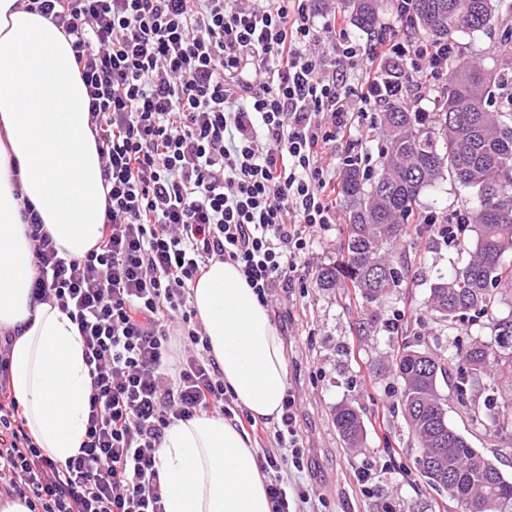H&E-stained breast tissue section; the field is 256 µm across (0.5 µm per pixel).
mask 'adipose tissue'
<instances>
[{"mask_svg":"<svg viewBox=\"0 0 512 512\" xmlns=\"http://www.w3.org/2000/svg\"><path fill=\"white\" fill-rule=\"evenodd\" d=\"M88 103L70 40L21 0H0V332L23 329L10 353L11 383L39 448L61 462L85 438L90 379L69 316L30 303L36 270L21 206L34 205L70 256L100 241L107 189ZM192 304L236 404L255 419L279 420L284 344L240 269L212 263ZM156 456L165 512H271L249 435L222 416L175 422Z\"/></svg>","mask_w":512,"mask_h":512,"instance_id":"adipose-tissue-1","label":"adipose tissue"}]
</instances>
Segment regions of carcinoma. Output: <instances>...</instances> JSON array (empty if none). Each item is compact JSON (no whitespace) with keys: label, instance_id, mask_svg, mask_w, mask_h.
Returning a JSON list of instances; mask_svg holds the SVG:
<instances>
[{"label":"carcinoma","instance_id":"carcinoma-1","mask_svg":"<svg viewBox=\"0 0 512 512\" xmlns=\"http://www.w3.org/2000/svg\"><path fill=\"white\" fill-rule=\"evenodd\" d=\"M352 23L364 32L381 24L392 0H346ZM502 0H412L410 28L431 41H447L458 32L491 28ZM512 75L482 68L464 57L448 60V82L435 112H417L392 101L378 115L382 147L380 172L371 176L358 166L345 168L339 194L347 235L339 258L320 268L316 286L342 284L358 290L371 310L359 323L362 333L386 322L376 311L407 276L405 261L392 259L391 249L403 239L430 234L419 212V198L444 178L475 191L477 205L467 211L469 223L453 225L457 239L475 234L462 248L448 274L429 285L425 302L437 323L451 331L469 317L492 320L494 342L476 340L457 350L461 365L453 386L458 401L470 404L468 392L495 362L512 377V319L492 314L496 291L512 281V109L488 110L489 99ZM400 379L401 413L408 433L439 459L415 461L432 487L448 491L460 506L471 502L480 512H512V481L448 425L440 380L448 378L445 359L431 358L403 343L393 358ZM336 432L351 448L366 440L364 421L349 404L332 409Z\"/></svg>","mask_w":512,"mask_h":512}]
</instances>
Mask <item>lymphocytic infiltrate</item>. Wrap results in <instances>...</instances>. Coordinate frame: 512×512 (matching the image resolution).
Segmentation results:
<instances>
[{
	"instance_id": "1",
	"label": "lymphocytic infiltrate",
	"mask_w": 512,
	"mask_h": 512,
	"mask_svg": "<svg viewBox=\"0 0 512 512\" xmlns=\"http://www.w3.org/2000/svg\"><path fill=\"white\" fill-rule=\"evenodd\" d=\"M71 37L109 188L104 229L85 256L60 253L32 204L33 303L76 324L89 368L85 439L60 462L25 427L10 381L14 332L0 336V496L30 512H164L156 451L174 422L251 423L210 357L191 289L215 261L237 265L261 304L303 280L318 230L336 223V158L355 113L435 98L457 43L396 30L361 45L314 0H23ZM409 79L389 89L385 63ZM184 351L170 359L172 337ZM296 396L262 426L258 456L272 512L303 488Z\"/></svg>"
}]
</instances>
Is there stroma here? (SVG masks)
Returning a JSON list of instances; mask_svg holds the SVG:
<instances>
[{
	"mask_svg": "<svg viewBox=\"0 0 512 512\" xmlns=\"http://www.w3.org/2000/svg\"><path fill=\"white\" fill-rule=\"evenodd\" d=\"M512 27V9L501 7L492 28L462 34L456 42L464 57L487 68L500 69L495 47ZM424 211L454 217L472 206L474 198L450 181L423 193ZM457 245L422 239L408 250L409 271L401 288L384 302V318H398L395 329L375 334L355 332L367 311L353 289L325 291L314 277L274 291L268 306L283 339L288 362V387L297 397V421L305 446V469L283 470L289 484L307 489L301 512H461L447 492L431 488L416 469L420 450L400 414L401 385L392 371L393 348L409 342L413 348L455 357L456 349L476 339L493 340L487 319L458 322L447 332L424 308L429 285L447 271ZM448 422L471 448L494 463L512 480V427L481 426L460 405L453 387H445ZM347 403L362 415L368 429L361 447L348 448L332 421L336 404ZM370 468L368 487L357 484V470Z\"/></svg>",
	"mask_w": 512,
	"mask_h": 512,
	"instance_id": "1",
	"label": "stroma"
}]
</instances>
